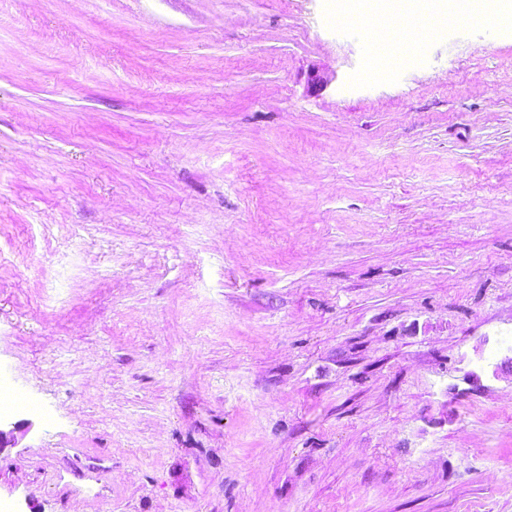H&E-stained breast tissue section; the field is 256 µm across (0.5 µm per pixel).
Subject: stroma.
<instances>
[{
	"label": "stroma",
	"mask_w": 512,
	"mask_h": 512,
	"mask_svg": "<svg viewBox=\"0 0 512 512\" xmlns=\"http://www.w3.org/2000/svg\"><path fill=\"white\" fill-rule=\"evenodd\" d=\"M330 3L0 0L10 512H512V27ZM341 2V0H336V8L333 9L330 14L331 22L336 26V28H343L346 22L352 23L354 21L361 20L365 25L378 32L382 29L378 14L369 11H363L358 14H349L348 12L350 9L346 4ZM339 13H347L343 17V21L345 23L342 21Z\"/></svg>",
	"instance_id": "stroma-1"
}]
</instances>
